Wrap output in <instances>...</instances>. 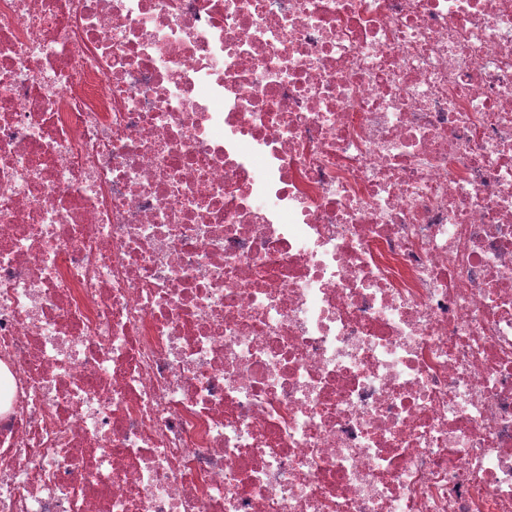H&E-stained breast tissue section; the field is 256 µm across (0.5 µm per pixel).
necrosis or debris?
Segmentation results:
<instances>
[{
    "mask_svg": "<svg viewBox=\"0 0 512 512\" xmlns=\"http://www.w3.org/2000/svg\"><path fill=\"white\" fill-rule=\"evenodd\" d=\"M0 512H512V0H0Z\"/></svg>",
    "mask_w": 512,
    "mask_h": 512,
    "instance_id": "1",
    "label": "necrosis or debris"
}]
</instances>
